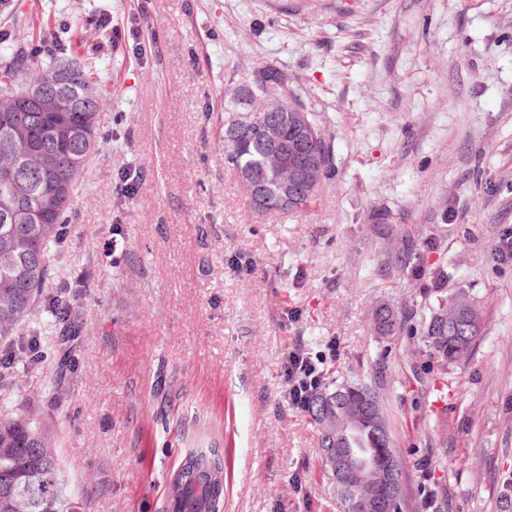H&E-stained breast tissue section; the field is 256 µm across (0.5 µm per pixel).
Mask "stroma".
<instances>
[{"instance_id":"1","label":"stroma","mask_w":512,"mask_h":512,"mask_svg":"<svg viewBox=\"0 0 512 512\" xmlns=\"http://www.w3.org/2000/svg\"><path fill=\"white\" fill-rule=\"evenodd\" d=\"M17 23L110 22L68 56L112 93L77 181L63 262L71 356L12 373L58 437L73 512H166L187 453L220 449V512H342L286 356L380 387L409 512H512V0H14ZM305 88L334 176L298 213L252 210L219 145L224 87L255 64ZM385 219L384 236L375 227ZM418 274L384 270L401 238ZM465 292L471 354L440 367L371 329Z\"/></svg>"}]
</instances>
